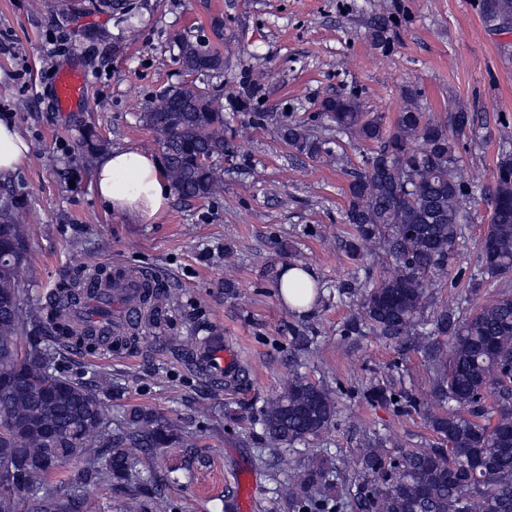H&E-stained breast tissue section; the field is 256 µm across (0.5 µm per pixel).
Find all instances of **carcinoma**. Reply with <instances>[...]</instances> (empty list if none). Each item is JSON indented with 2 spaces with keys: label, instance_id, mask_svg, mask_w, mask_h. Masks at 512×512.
I'll use <instances>...</instances> for the list:
<instances>
[{
  "label": "carcinoma",
  "instance_id": "carcinoma-1",
  "mask_svg": "<svg viewBox=\"0 0 512 512\" xmlns=\"http://www.w3.org/2000/svg\"><path fill=\"white\" fill-rule=\"evenodd\" d=\"M485 27L512 31V0H480ZM389 19L370 22L374 47H389ZM178 63L204 78L224 75V53L180 34ZM256 94L229 96L234 108L261 123L276 120L277 134L292 152L311 160L332 157L330 143L345 134L367 147L361 170L348 183L344 223L350 226L344 249L365 260L376 247L386 260L378 278L365 276L346 285L362 290L361 315L350 330L367 328L390 341L408 340L428 361L431 399L383 388L365 393L370 402L425 413L437 438L428 448L393 455L373 443L360 451V471L330 481L335 459L317 455L307 467L292 468L278 481L292 512H512V293L503 292L468 313L460 307L431 310L433 291L448 277V263L467 223L465 204L480 193L491 207L480 243L481 277L512 272V152L498 154L493 184L461 180L460 144L479 136L474 110L456 105L445 121L422 111L407 88L394 120L367 112L354 95L323 99L328 125L316 130L303 120L250 111ZM158 135L157 145L172 188L184 200L207 199L223 188L224 158L232 155L224 137L223 108L208 88L180 83L165 90L142 113ZM31 263L26 229L13 202L0 203V512H90L85 501L62 495L48 484L74 462L76 485L117 482L127 489L126 512H139L144 484L132 473L129 449L148 451L193 435L155 413L135 407L116 421L104 413L112 383L89 387L62 376L57 350L28 336L56 337L98 350L102 337L91 322L74 324L64 311L84 294L83 278L55 286L53 303L23 307L20 272ZM177 303L167 290L152 289L144 304L161 310ZM448 337L444 346L438 337ZM336 391L301 375L267 400L258 423L270 451L280 452L329 431L336 420ZM495 412V419H479Z\"/></svg>",
  "mask_w": 512,
  "mask_h": 512
}]
</instances>
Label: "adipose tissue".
Instances as JSON below:
<instances>
[{
    "instance_id": "ef3b65f1",
    "label": "adipose tissue",
    "mask_w": 512,
    "mask_h": 512,
    "mask_svg": "<svg viewBox=\"0 0 512 512\" xmlns=\"http://www.w3.org/2000/svg\"><path fill=\"white\" fill-rule=\"evenodd\" d=\"M30 147L12 122L0 121V177L17 171ZM92 182L114 213L150 224L170 205L173 189L157 157L137 147L115 148L95 165Z\"/></svg>"
}]
</instances>
